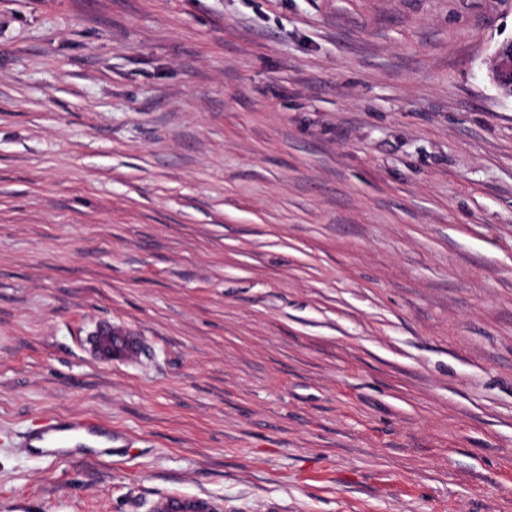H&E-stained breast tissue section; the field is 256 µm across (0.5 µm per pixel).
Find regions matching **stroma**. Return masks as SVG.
Returning a JSON list of instances; mask_svg holds the SVG:
<instances>
[{"instance_id": "stroma-1", "label": "stroma", "mask_w": 512, "mask_h": 512, "mask_svg": "<svg viewBox=\"0 0 512 512\" xmlns=\"http://www.w3.org/2000/svg\"><path fill=\"white\" fill-rule=\"evenodd\" d=\"M511 39L512 0H0V512H512ZM113 323L140 360L88 359ZM489 79L503 92L508 90L512 95V39L502 43L494 54ZM95 425L91 422H73L69 425V430L72 432L61 430L56 424L52 423L47 425L41 435L34 440V442L40 443L39 448H51L59 447L66 443L67 435H80V434H91L94 432ZM222 505L207 495H163L155 499L152 512H220Z\"/></svg>"}]
</instances>
